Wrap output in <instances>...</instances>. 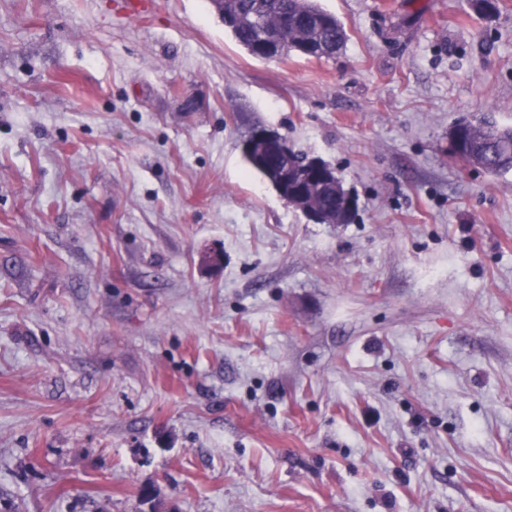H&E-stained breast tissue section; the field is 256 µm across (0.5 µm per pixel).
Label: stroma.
<instances>
[{"label":"stroma","mask_w":512,"mask_h":512,"mask_svg":"<svg viewBox=\"0 0 512 512\" xmlns=\"http://www.w3.org/2000/svg\"><path fill=\"white\" fill-rule=\"evenodd\" d=\"M117 2L0 0V512H512V171L448 140L512 126V0H319L329 60ZM242 151L254 154L265 165L268 158L277 169L279 179L286 192L283 195L288 203L300 209L316 223H327V210H335L345 193L351 194L344 188L342 179L336 171L329 168L318 158H308L303 162L302 172L294 173L288 164L294 165L302 160V154L296 153L288 157L292 149L285 138L265 127L253 128L242 141ZM336 177L338 181H336ZM333 186L331 195L324 200L327 210L314 203L313 195L316 187Z\"/></svg>","instance_id":"obj_1"}]
</instances>
